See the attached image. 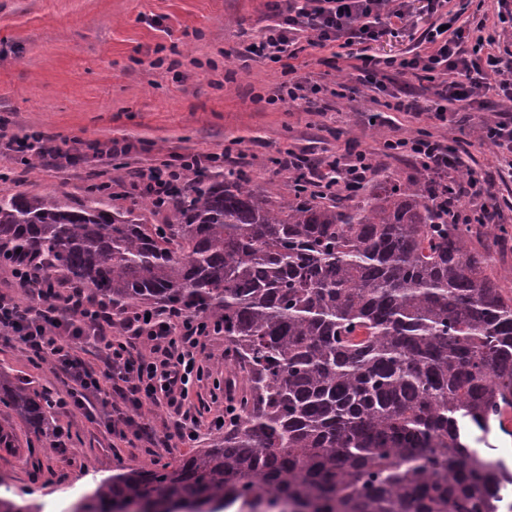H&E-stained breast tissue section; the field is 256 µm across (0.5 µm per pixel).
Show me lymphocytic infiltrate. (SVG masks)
<instances>
[{
    "mask_svg": "<svg viewBox=\"0 0 512 512\" xmlns=\"http://www.w3.org/2000/svg\"><path fill=\"white\" fill-rule=\"evenodd\" d=\"M437 18L425 38L427 46L400 59V73L430 84L431 115L445 120L449 106L473 109L487 95L504 103L502 112L480 127L499 153V165L512 173V44L503 39L512 24V0H431ZM273 24L267 25L253 54L273 62L298 59L303 47L336 48L350 60L351 71L371 91L383 90L382 59L367 55L364 44L388 28L409 21L406 0H273ZM0 143L23 162L52 158L59 168L73 164L69 151L41 131L5 136ZM385 153L409 159L432 178L455 181L452 195L441 198L450 220L488 224L494 214L487 203L488 181L466 164L457 150L432 134L409 138L393 135ZM231 149L179 155L137 170L129 185L143 189L158 205L173 202L188 173H212L234 164ZM378 167L373 153L358 151L334 159H309L293 149L281 151L278 172L304 175L315 188L342 196L349 186L365 183ZM466 208H459V201ZM42 259L31 256L10 267L26 300L0 294V334L17 337L39 360L51 361L65 386L57 404L63 412L91 416L96 406L108 407L106 428L113 440L145 439L169 446L172 440L194 441L202 424L189 400L191 385L201 380L204 340L213 329L200 316L179 308L136 309L115 317L104 301L79 285L59 287L41 278ZM97 341V364L75 351L77 340ZM163 408L172 427L155 429L145 408Z\"/></svg>",
    "mask_w": 512,
    "mask_h": 512,
    "instance_id": "lymphocytic-infiltrate-1",
    "label": "lymphocytic infiltrate"
}]
</instances>
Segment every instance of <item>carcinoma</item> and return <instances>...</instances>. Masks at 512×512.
<instances>
[{"label": "carcinoma", "instance_id": "cac0c4a2", "mask_svg": "<svg viewBox=\"0 0 512 512\" xmlns=\"http://www.w3.org/2000/svg\"><path fill=\"white\" fill-rule=\"evenodd\" d=\"M0 252L44 256L117 315L178 307L224 332V433L72 512H512V473L471 445L512 409V294L420 179L325 201L195 175L163 224L1 193ZM3 412L48 421L0 373Z\"/></svg>", "mask_w": 512, "mask_h": 512}]
</instances>
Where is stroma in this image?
Returning a JSON list of instances; mask_svg holds the SVG:
<instances>
[{"label":"stroma","mask_w":512,"mask_h":512,"mask_svg":"<svg viewBox=\"0 0 512 512\" xmlns=\"http://www.w3.org/2000/svg\"><path fill=\"white\" fill-rule=\"evenodd\" d=\"M268 0H0V116L8 133L43 131L66 141L79 155L74 167L51 160L22 164L0 153V191L25 192L82 204L93 180L109 181L133 168H148L175 153L219 152L234 145L242 169L261 187L283 188L284 177L269 160L294 148L325 158L379 148L399 127L407 136L444 135L467 149L477 172L495 171L497 149L476 130L500 104L496 97L447 123L427 115L388 109V95L371 102L369 92L337 70L330 51L300 54V73L321 85L323 112L274 101L288 79L282 64L249 53L265 25ZM413 31L401 26L370 43L379 57H402L434 21L423 0H411ZM118 139L129 155L104 163L87 148ZM209 368L189 399L210 421L223 400L211 397L224 377V338L205 348ZM0 372L46 396L62 391L52 364L0 335ZM53 424L70 430L59 441L34 432L19 415H0V495L20 503L67 512L82 494L121 468L176 462L190 447L113 442L101 420L54 413Z\"/></svg>","instance_id":"1"}]
</instances>
